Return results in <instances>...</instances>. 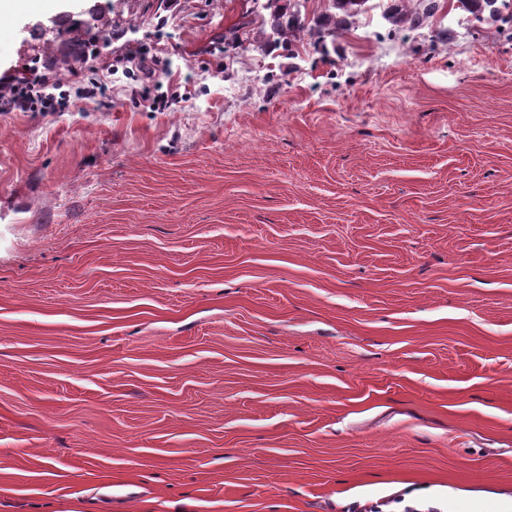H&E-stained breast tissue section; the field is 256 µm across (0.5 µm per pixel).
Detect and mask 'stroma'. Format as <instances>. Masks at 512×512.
Instances as JSON below:
<instances>
[{
	"label": "stroma",
	"instance_id": "obj_1",
	"mask_svg": "<svg viewBox=\"0 0 512 512\" xmlns=\"http://www.w3.org/2000/svg\"><path fill=\"white\" fill-rule=\"evenodd\" d=\"M266 0H53L170 64L0 112V512H512V23L292 48Z\"/></svg>",
	"mask_w": 512,
	"mask_h": 512
}]
</instances>
